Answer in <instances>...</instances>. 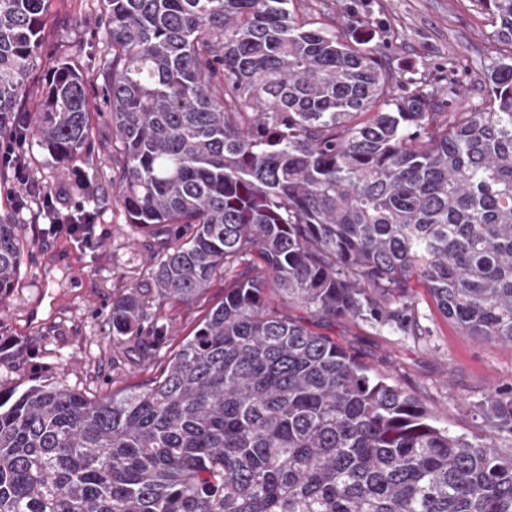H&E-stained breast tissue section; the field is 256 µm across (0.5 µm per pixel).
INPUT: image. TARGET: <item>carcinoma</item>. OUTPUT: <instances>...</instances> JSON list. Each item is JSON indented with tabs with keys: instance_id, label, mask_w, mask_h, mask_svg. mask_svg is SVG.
Masks as SVG:
<instances>
[{
	"instance_id": "carcinoma-1",
	"label": "carcinoma",
	"mask_w": 512,
	"mask_h": 512,
	"mask_svg": "<svg viewBox=\"0 0 512 512\" xmlns=\"http://www.w3.org/2000/svg\"><path fill=\"white\" fill-rule=\"evenodd\" d=\"M101 2L119 203L170 230L112 340L147 323V353L167 302L217 279L224 298L144 384L0 391V512H512V393L474 406L494 430L454 435L293 315L365 319L416 281L465 335L512 344V0H478L498 46L464 109L292 0ZM49 11L0 0V137ZM27 122L56 159L90 147L70 62ZM24 248L0 218V294Z\"/></svg>"
}]
</instances>
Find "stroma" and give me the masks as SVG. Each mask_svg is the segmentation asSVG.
<instances>
[{
	"label": "stroma",
	"mask_w": 512,
	"mask_h": 512,
	"mask_svg": "<svg viewBox=\"0 0 512 512\" xmlns=\"http://www.w3.org/2000/svg\"><path fill=\"white\" fill-rule=\"evenodd\" d=\"M328 5L339 27H369L373 46L392 66L427 70L459 90L463 103L477 101L495 38L475 0H328ZM392 27L402 29V38L388 37ZM60 59L71 61L88 84L93 137L88 152L63 162L28 136L23 155L33 194L21 209L8 193L13 169L0 168V217L19 224L28 242L18 285L0 296V343L11 344L0 362V390L50 381L96 396L157 374L207 306L223 299L224 283L211 284L204 305H168V339L150 355L132 339L113 341L112 302L132 286L147 284L157 242L166 232L148 235L126 223L118 203L122 160L112 151V124L102 98L109 55L100 0H51L19 111L35 109L48 70ZM48 194L59 214L85 205L93 215L92 242L49 223ZM408 296L398 309L402 328L342 318L325 332L418 398L442 426L458 433L484 431L485 422L471 407L494 387L512 385V346L463 335L438 313L423 284H412Z\"/></svg>",
	"instance_id": "1"
}]
</instances>
